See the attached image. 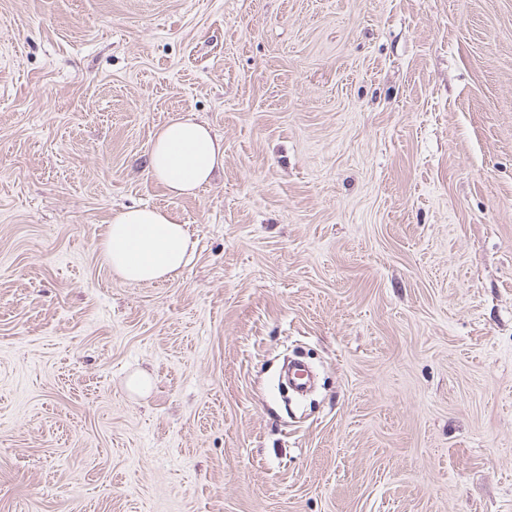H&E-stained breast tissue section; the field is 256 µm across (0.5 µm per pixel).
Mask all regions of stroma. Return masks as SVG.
Listing matches in <instances>:
<instances>
[{
    "instance_id": "stroma-1",
    "label": "stroma",
    "mask_w": 512,
    "mask_h": 512,
    "mask_svg": "<svg viewBox=\"0 0 512 512\" xmlns=\"http://www.w3.org/2000/svg\"><path fill=\"white\" fill-rule=\"evenodd\" d=\"M0 512H512V0H0ZM222 166L224 140L207 123L179 117L155 131L148 172L173 196L195 193ZM99 249L114 274L139 284L176 278L193 260L195 243L168 211L130 207L107 224Z\"/></svg>"
}]
</instances>
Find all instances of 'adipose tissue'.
Returning a JSON list of instances; mask_svg holds the SVG:
<instances>
[{
  "label": "adipose tissue",
  "instance_id": "ef3b65f1",
  "mask_svg": "<svg viewBox=\"0 0 512 512\" xmlns=\"http://www.w3.org/2000/svg\"><path fill=\"white\" fill-rule=\"evenodd\" d=\"M223 164L224 142L207 123L179 117L154 133L148 172L174 196L195 193ZM99 249L114 274L139 284L176 278L192 261L195 244L168 211L130 207L113 217Z\"/></svg>",
  "mask_w": 512,
  "mask_h": 512
}]
</instances>
